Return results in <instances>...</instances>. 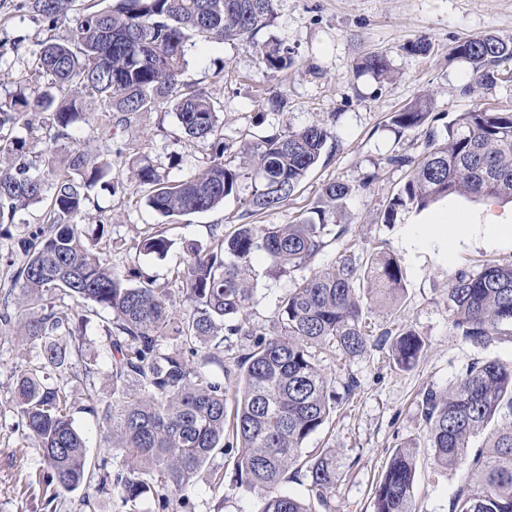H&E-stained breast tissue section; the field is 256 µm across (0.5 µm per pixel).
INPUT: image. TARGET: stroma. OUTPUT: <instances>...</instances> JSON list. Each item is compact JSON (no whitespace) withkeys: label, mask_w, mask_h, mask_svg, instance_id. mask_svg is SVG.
<instances>
[{"label":"stroma","mask_w":512,"mask_h":512,"mask_svg":"<svg viewBox=\"0 0 512 512\" xmlns=\"http://www.w3.org/2000/svg\"><path fill=\"white\" fill-rule=\"evenodd\" d=\"M21 0H0V73H18L49 36H65L75 27L70 13L56 31L21 8ZM494 32L512 38V0H277L271 27L255 36L282 40L292 49L291 69L273 72L259 61L252 48L238 42H195L186 52L184 83L205 91L221 106L224 141L234 148L256 143L275 131L321 123L330 130L324 154L288 203L256 216L259 224H292L308 216L324 186L339 180L356 185L339 218L348 228L345 237L328 239L315 260L277 275L264 252L252 261L253 301L247 315L250 327L273 333L279 300L294 284L331 267L343 254L367 259L385 252L401 261L403 295L393 307L369 304L365 319L382 328L399 321L414 329L426 348L410 370L399 369L387 348L371 347L359 358L341 364L324 349H317L318 364L339 402L325 425L302 444L304 454L336 449L341 478L331 493L333 512H372V492L394 449L417 448L415 504L418 512H449L458 477L436 467L426 439L420 400L424 393L443 392L470 364L493 358L512 365V338L504 336L488 349L465 343L453 330L448 313V284L457 273L472 272L488 263L512 262V243L492 244L474 237L447 248L429 240L426 226L443 215L449 224H479L486 214L512 225V205L490 199L451 196L428 209L402 212L394 223L382 219L386 201L407 181L408 168L390 164L394 155L416 156L425 149L426 128L396 132L393 113L419 95H431L437 114V133L458 113L474 105L495 111L512 109V61L503 65L501 79L492 86L477 84L467 63L453 56L459 41ZM25 36L21 49L13 39ZM426 41V55L407 52L408 44ZM386 55L388 79L358 71L369 53ZM105 118L95 115L73 132L78 146L89 154L105 147L119 150L113 160L114 191L96 190L89 212L105 223L96 248L104 261L127 275L130 284L138 266L160 280L171 279L184 259L182 244H208L213 228L233 231L241 222L243 201L252 189L242 181L237 196L205 213L162 216L146 204L147 188L131 183V162L153 166L168 182L194 176L211 155L208 143L186 137L170 107L160 105L141 113L127 130L104 137ZM134 144L136 158L123 155ZM47 221L44 205L21 211L7 231L0 233V308L13 304L11 276L24 256L18 243ZM162 231L173 242L166 257L134 255V244L147 229ZM20 320L0 324V512H119L117 496L97 495L80 486L53 494L38 483L45 465L42 452L26 437L13 401L19 371L39 365L37 348L23 342ZM74 425L82 434L88 454L100 459L106 446L96 416L89 413L83 387L69 388ZM223 471V486H215L214 471ZM188 512H259V498L237 487L229 457L216 453L194 476L188 492Z\"/></svg>","instance_id":"stroma-1"}]
</instances>
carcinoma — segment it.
I'll list each match as a JSON object with an SVG mask.
<instances>
[{
  "instance_id": "obj_1",
  "label": "carcinoma",
  "mask_w": 512,
  "mask_h": 512,
  "mask_svg": "<svg viewBox=\"0 0 512 512\" xmlns=\"http://www.w3.org/2000/svg\"><path fill=\"white\" fill-rule=\"evenodd\" d=\"M76 0H23L22 6L56 29ZM276 0H113L86 10L64 38L47 41L37 53L34 74L18 79L19 90L0 100V221L14 219L30 205L43 204L47 224L22 240L26 259L14 275L19 290L14 312L0 313L8 325L16 314L24 336L38 347L42 362L17 375L14 399L20 421L42 451L46 485L72 491L94 484L107 496L118 491L124 512H180L196 472L218 450L237 449L233 471L238 485L258 495L259 512H331L328 495L336 487V450L302 454L303 442L321 429L336 408L316 364L318 346L351 362L371 346L390 343L392 359L411 368L425 349L412 328H386L370 341L363 319L361 282L376 299L393 301L404 290L399 260L380 254L361 267L350 256L326 271L295 283L282 298L278 330L265 335L240 320L253 298L251 261L265 252L284 274L322 251L325 238H340L347 227L330 223L343 211L356 187L332 181L322 190L312 215L294 224L238 225L232 235L211 231L206 247L186 246L175 279L189 309L174 308L169 282L145 278L136 287L108 267L87 243L81 221L98 184L112 186V148L91 159L70 147L28 158L17 127L34 121L52 132L54 142L69 140L74 126L97 112L128 127L141 112L170 104L181 130L211 141L212 154L194 177L169 183L149 164L133 167L131 179L150 186L147 205L166 216L211 211L253 179L242 218L285 205L324 152L328 129L313 123L287 129L243 146L248 166L228 154L220 106L181 81L188 42L237 41L252 47L269 70L294 63L293 52L276 38L263 43L256 34L271 26ZM475 79L493 85L499 65L512 61V40L486 33L463 39L455 48ZM361 67L378 78L390 73L387 57L373 52ZM432 100L423 95L391 117L397 131L422 126ZM412 167L408 181L386 203L383 220L392 224L405 209L421 212L450 195L490 197L512 203V112L479 106L446 125V137L429 132L422 157L389 158ZM171 247L160 231H146L135 243L136 256L164 257ZM73 301L63 315L56 303ZM108 311L103 326L112 395L96 389L94 359L83 358L90 315ZM448 312L462 340L487 348L512 337V262L487 264L460 273L448 288ZM243 341L246 353L225 369L224 381L206 370L224 365V343ZM83 386L88 410L107 431V455L90 461L75 428L67 387ZM421 414L438 468L458 475L449 512H512V366L496 359L473 362L448 391H429ZM507 422L499 421L503 416ZM490 431L487 443L471 439ZM417 449L394 450L373 492V512H416ZM116 466L108 467V461ZM303 471L316 504L283 494L288 472Z\"/></svg>"
}]
</instances>
